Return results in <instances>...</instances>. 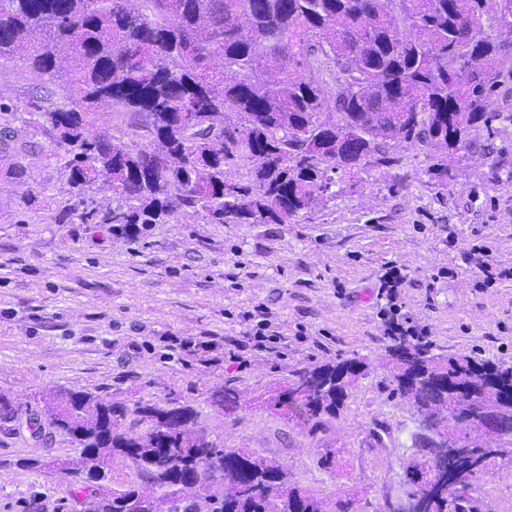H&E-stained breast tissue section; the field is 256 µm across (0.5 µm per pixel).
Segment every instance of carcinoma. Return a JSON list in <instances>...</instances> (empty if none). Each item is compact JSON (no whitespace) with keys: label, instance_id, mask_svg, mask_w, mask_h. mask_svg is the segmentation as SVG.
Instances as JSON below:
<instances>
[{"label":"carcinoma","instance_id":"1","mask_svg":"<svg viewBox=\"0 0 512 512\" xmlns=\"http://www.w3.org/2000/svg\"><path fill=\"white\" fill-rule=\"evenodd\" d=\"M512 50V0H0V60L21 58L30 74L61 91L29 113L67 156L74 202L55 221L110 224L143 237L178 212L213 224H288L336 196L361 173L397 168L407 143L443 179L473 147L471 129L512 123L493 111ZM122 112L129 131L95 127ZM236 116L230 124L226 114ZM319 142L320 152L306 148ZM159 151L146 162V145ZM32 145L0 124V159L25 173ZM250 178L228 176L239 163ZM106 180L116 206L89 204ZM392 393L444 407L472 422L492 406L512 421V368L470 356L439 357L395 338ZM370 364L339 359L293 372L275 401L314 431L336 418ZM220 407L238 389L212 394ZM41 425L90 452L64 474L86 496L85 512H326L288 465L246 448H226L195 426L196 411L172 395L129 406L82 390L42 396ZM439 431L420 426L422 454ZM136 479L108 488L110 463ZM410 499L430 485L419 512H448V479L424 462L405 467ZM462 512H481L471 457Z\"/></svg>","mask_w":512,"mask_h":512}]
</instances>
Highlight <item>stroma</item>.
I'll use <instances>...</instances> for the list:
<instances>
[{
  "label": "stroma",
  "instance_id": "1",
  "mask_svg": "<svg viewBox=\"0 0 512 512\" xmlns=\"http://www.w3.org/2000/svg\"><path fill=\"white\" fill-rule=\"evenodd\" d=\"M44 91L19 60L0 62V99L19 138L36 143L26 174L0 161V395L21 415H39L51 388L83 390L128 404L177 395L196 426L228 448L288 465L327 504L383 512L403 498L410 436L421 417L392 395L385 363L393 338L384 312L398 305L434 354L467 355L512 367V127L472 131L488 151L467 155L446 185L403 146V165L340 185L334 200L288 224H212L177 215L144 239L110 226L59 224L68 197L65 155L50 134L24 123ZM503 276L485 288L473 246ZM405 277L394 294L387 267ZM285 341L224 362V348L248 344L256 308ZM186 340L201 349L185 352ZM363 357L336 421L310 433L298 413L266 404L292 371ZM248 403L217 408L220 384ZM331 470L319 468L325 449ZM80 455L61 434L46 442L0 431V512H83L69 477L19 467L20 459ZM482 512H512V461L482 476Z\"/></svg>",
  "mask_w": 512,
  "mask_h": 512
}]
</instances>
